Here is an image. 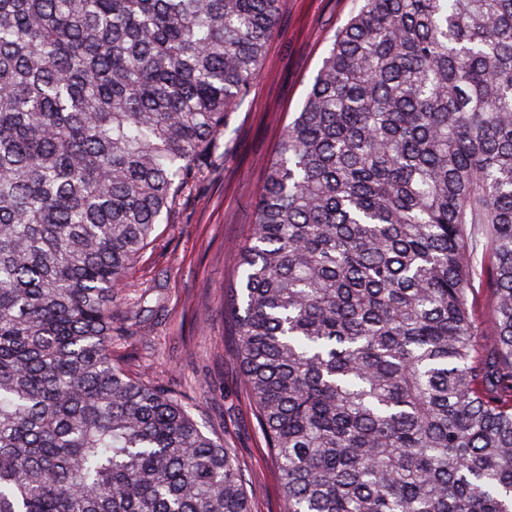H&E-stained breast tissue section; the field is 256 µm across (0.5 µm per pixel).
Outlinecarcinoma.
I'll return each mask as SVG.
<instances>
[{
	"label": "carcinoma",
	"mask_w": 512,
	"mask_h": 512,
	"mask_svg": "<svg viewBox=\"0 0 512 512\" xmlns=\"http://www.w3.org/2000/svg\"><path fill=\"white\" fill-rule=\"evenodd\" d=\"M285 4L0 0V512H252L112 344ZM253 208L224 322L284 512H512V0H356Z\"/></svg>",
	"instance_id": "cac0c4a2"
}]
</instances>
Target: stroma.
<instances>
[{
  "mask_svg": "<svg viewBox=\"0 0 512 512\" xmlns=\"http://www.w3.org/2000/svg\"><path fill=\"white\" fill-rule=\"evenodd\" d=\"M354 0H287L266 48V72L234 112L233 150L177 199L138 258L127 289L144 314L112 349L131 376L154 377L183 395L203 431L234 448L253 512H281L277 466L241 385L221 297L253 227L265 165L322 65L329 38Z\"/></svg>",
  "mask_w": 512,
  "mask_h": 512,
  "instance_id": "stroma-1",
  "label": "stroma"
}]
</instances>
